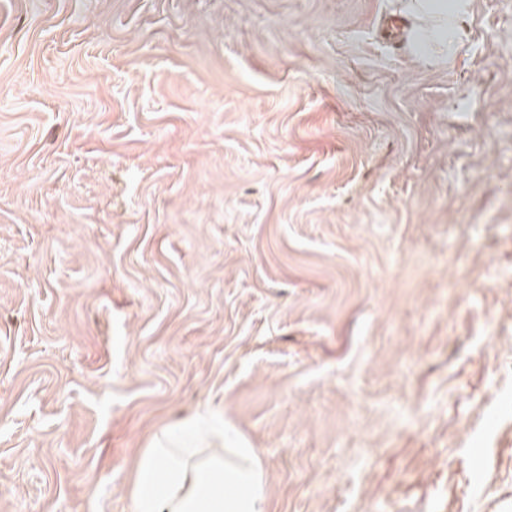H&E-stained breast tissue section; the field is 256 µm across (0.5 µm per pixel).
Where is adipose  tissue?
I'll return each instance as SVG.
<instances>
[{
  "label": "adipose tissue",
  "mask_w": 512,
  "mask_h": 512,
  "mask_svg": "<svg viewBox=\"0 0 512 512\" xmlns=\"http://www.w3.org/2000/svg\"><path fill=\"white\" fill-rule=\"evenodd\" d=\"M225 437L223 420L201 413L156 433L136 459L131 512H272L256 450Z\"/></svg>",
  "instance_id": "ef3b65f1"
}]
</instances>
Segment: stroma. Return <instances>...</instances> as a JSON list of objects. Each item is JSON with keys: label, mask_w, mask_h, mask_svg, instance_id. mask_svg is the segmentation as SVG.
I'll use <instances>...</instances> for the list:
<instances>
[{"label": "stroma", "mask_w": 512, "mask_h": 512, "mask_svg": "<svg viewBox=\"0 0 512 512\" xmlns=\"http://www.w3.org/2000/svg\"><path fill=\"white\" fill-rule=\"evenodd\" d=\"M0 0V512H130L212 412L274 512H512V0Z\"/></svg>", "instance_id": "35a3bbf8"}]
</instances>
